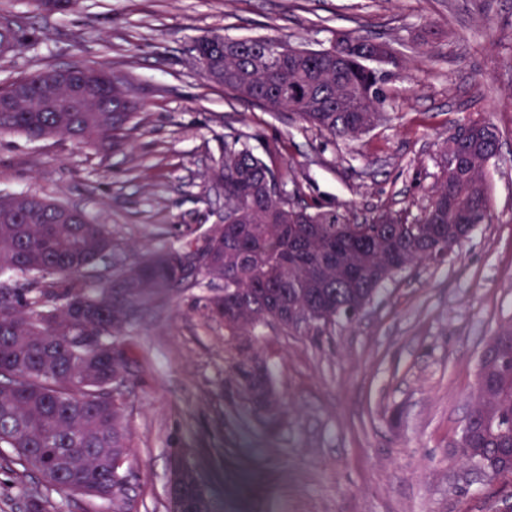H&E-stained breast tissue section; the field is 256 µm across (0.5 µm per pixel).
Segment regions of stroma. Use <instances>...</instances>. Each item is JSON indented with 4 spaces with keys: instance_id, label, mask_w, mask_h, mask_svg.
Here are the masks:
<instances>
[{
    "instance_id": "35a3bbf8",
    "label": "stroma",
    "mask_w": 512,
    "mask_h": 512,
    "mask_svg": "<svg viewBox=\"0 0 512 512\" xmlns=\"http://www.w3.org/2000/svg\"><path fill=\"white\" fill-rule=\"evenodd\" d=\"M38 32L0 56V86L46 64H103L142 106L108 154L62 138L0 134V192L31 193L108 225L112 262L177 250L224 213L211 168L240 135L273 157L302 205L419 213L448 139L494 126L491 218L446 256L387 280L359 319L329 334L261 327L278 403L245 404L229 378L223 324L196 308L204 288L172 290L120 335L133 477L119 505L47 490L50 512H169L171 461L197 470L210 512H502L512 481L460 459L489 337L512 326V0H81L46 14L0 0ZM391 45L412 79L387 80V119L332 139L205 79L197 41L273 36L319 49L335 31ZM40 478L0 448V512H26Z\"/></svg>"
}]
</instances>
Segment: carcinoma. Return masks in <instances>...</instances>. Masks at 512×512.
Listing matches in <instances>:
<instances>
[{
	"mask_svg": "<svg viewBox=\"0 0 512 512\" xmlns=\"http://www.w3.org/2000/svg\"><path fill=\"white\" fill-rule=\"evenodd\" d=\"M28 35L0 24V45H22ZM224 36L198 41L197 61L206 78L237 97L270 111L296 114L333 138L357 140L385 119V78L376 67L382 43L338 31L330 47L355 45L337 65L326 55H275L281 40H237L231 52L216 55L211 45ZM44 68L0 88V98L25 87L28 96L11 112H0V133L31 139L62 137L99 152L122 146L138 118L139 103L124 102L112 81L100 87L98 112H56L42 101ZM481 126V142L469 173L448 181L441 170L429 203L409 211H381L362 223L335 208L287 202L278 208L263 193L282 175L237 137L224 142V156L212 175L224 184V220L213 230L221 242L204 274L219 291L204 299L207 318L238 312L252 291L249 320L228 331L230 374L240 392L256 404L274 400L267 371L254 369L238 353H261L256 329L279 309L303 306L306 319L286 321L284 333L321 336L334 325L351 323L349 307L373 300L395 273L442 257L461 244L474 224L490 218L486 169L498 152L491 124ZM193 242L179 251L153 255L118 276L87 287L91 275L112 252V234L85 213L29 193H0V274L30 277L25 288L0 289V447L13 449L25 471L44 484L91 500L105 499L117 478L114 450L124 447L127 428L118 405L115 371L126 369L125 352L115 341L126 326L119 316L152 303L164 288H197L185 264ZM83 302L91 315L71 324L67 307ZM498 369L477 381L469 429L471 445L489 455L512 448V330L496 342ZM200 485L192 466L175 461L173 512L196 507Z\"/></svg>",
	"mask_w": 512,
	"mask_h": 512,
	"instance_id": "cac0c4a2",
	"label": "carcinoma"
}]
</instances>
